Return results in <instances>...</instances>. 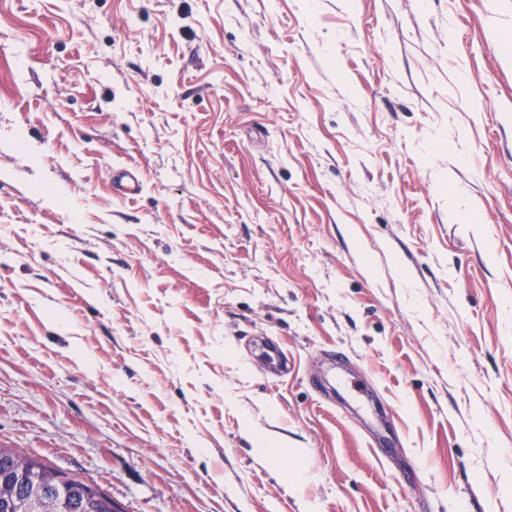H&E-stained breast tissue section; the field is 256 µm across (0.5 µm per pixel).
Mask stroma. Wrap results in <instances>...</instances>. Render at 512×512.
I'll list each match as a JSON object with an SVG mask.
<instances>
[{"label":"stroma","mask_w":512,"mask_h":512,"mask_svg":"<svg viewBox=\"0 0 512 512\" xmlns=\"http://www.w3.org/2000/svg\"><path fill=\"white\" fill-rule=\"evenodd\" d=\"M1 445L124 512H512V0H0Z\"/></svg>","instance_id":"1"}]
</instances>
